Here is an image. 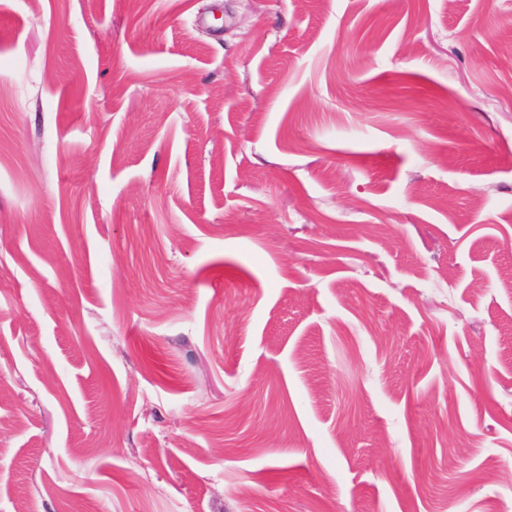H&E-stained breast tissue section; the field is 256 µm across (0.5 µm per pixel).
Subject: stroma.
<instances>
[{"instance_id": "obj_1", "label": "stroma", "mask_w": 512, "mask_h": 512, "mask_svg": "<svg viewBox=\"0 0 512 512\" xmlns=\"http://www.w3.org/2000/svg\"><path fill=\"white\" fill-rule=\"evenodd\" d=\"M512 0H0V512H512Z\"/></svg>"}]
</instances>
